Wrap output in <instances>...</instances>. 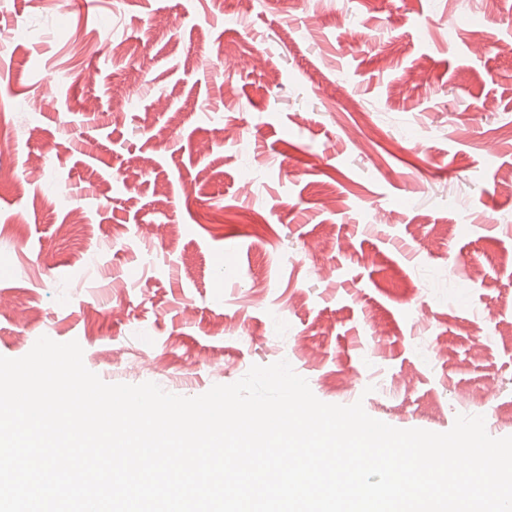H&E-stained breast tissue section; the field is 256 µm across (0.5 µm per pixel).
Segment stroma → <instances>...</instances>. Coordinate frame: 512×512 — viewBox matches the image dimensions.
<instances>
[{"mask_svg":"<svg viewBox=\"0 0 512 512\" xmlns=\"http://www.w3.org/2000/svg\"><path fill=\"white\" fill-rule=\"evenodd\" d=\"M236 9L0 0V356L75 340L185 397L285 360L393 427L512 436V0Z\"/></svg>","mask_w":512,"mask_h":512,"instance_id":"35a3bbf8","label":"stroma"}]
</instances>
